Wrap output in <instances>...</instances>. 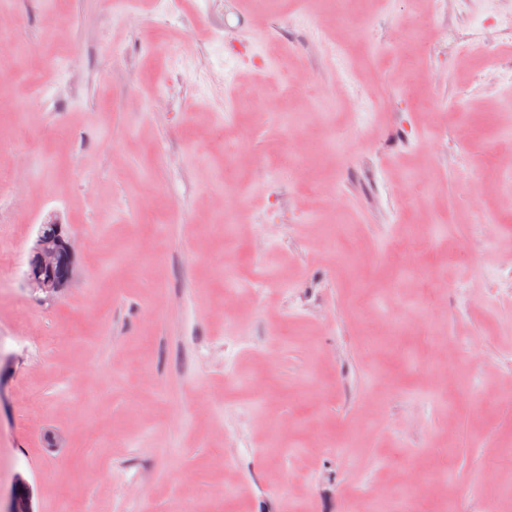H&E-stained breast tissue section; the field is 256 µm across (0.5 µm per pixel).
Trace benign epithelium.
Returning <instances> with one entry per match:
<instances>
[{"label": "benign epithelium", "instance_id": "7a95c632", "mask_svg": "<svg viewBox=\"0 0 512 512\" xmlns=\"http://www.w3.org/2000/svg\"><path fill=\"white\" fill-rule=\"evenodd\" d=\"M31 248L26 276L33 288L51 299L62 292L73 278L77 250L73 237L64 225L51 218L44 221Z\"/></svg>", "mask_w": 512, "mask_h": 512}]
</instances>
